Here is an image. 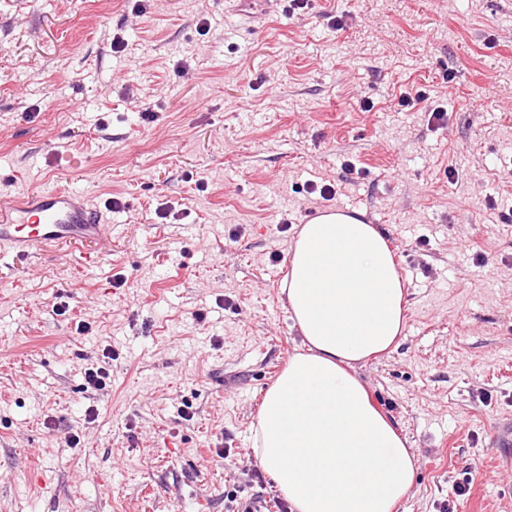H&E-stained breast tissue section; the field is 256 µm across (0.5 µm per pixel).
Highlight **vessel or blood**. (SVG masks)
<instances>
[{"label":"vessel or blood","mask_w":512,"mask_h":512,"mask_svg":"<svg viewBox=\"0 0 512 512\" xmlns=\"http://www.w3.org/2000/svg\"><path fill=\"white\" fill-rule=\"evenodd\" d=\"M102 215L87 198L50 187L8 204L0 202V257H26L52 245H96Z\"/></svg>","instance_id":"vessel-or-blood-1"}]
</instances>
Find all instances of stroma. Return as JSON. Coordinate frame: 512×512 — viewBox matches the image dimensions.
I'll list each match as a JSON object with an SVG mask.
<instances>
[{
	"instance_id": "obj_1",
	"label": "stroma",
	"mask_w": 512,
	"mask_h": 512,
	"mask_svg": "<svg viewBox=\"0 0 512 512\" xmlns=\"http://www.w3.org/2000/svg\"><path fill=\"white\" fill-rule=\"evenodd\" d=\"M134 3L0 0V199L68 188L109 241L0 261V512L280 498L249 481L251 426L300 343L289 247L336 209L408 292L397 349L357 369L416 459L396 512H512V0Z\"/></svg>"
}]
</instances>
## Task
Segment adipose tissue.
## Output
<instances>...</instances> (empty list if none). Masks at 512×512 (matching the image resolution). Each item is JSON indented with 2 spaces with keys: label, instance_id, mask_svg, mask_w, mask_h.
I'll use <instances>...</instances> for the list:
<instances>
[{
  "label": "adipose tissue",
  "instance_id": "obj_1",
  "mask_svg": "<svg viewBox=\"0 0 512 512\" xmlns=\"http://www.w3.org/2000/svg\"><path fill=\"white\" fill-rule=\"evenodd\" d=\"M289 267L281 291L301 343L264 396L255 454L294 512H396L415 459L355 371L406 328L394 254L363 213L336 211L301 226Z\"/></svg>",
  "mask_w": 512,
  "mask_h": 512
}]
</instances>
